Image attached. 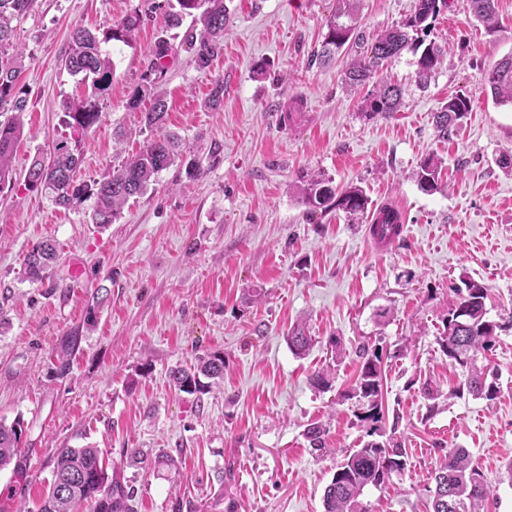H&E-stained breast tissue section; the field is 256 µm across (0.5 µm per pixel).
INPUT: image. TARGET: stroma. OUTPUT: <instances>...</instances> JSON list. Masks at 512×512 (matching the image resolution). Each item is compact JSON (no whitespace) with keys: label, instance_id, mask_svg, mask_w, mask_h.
Here are the masks:
<instances>
[{"label":"stroma","instance_id":"obj_1","mask_svg":"<svg viewBox=\"0 0 512 512\" xmlns=\"http://www.w3.org/2000/svg\"><path fill=\"white\" fill-rule=\"evenodd\" d=\"M154 2L35 0L15 21L12 42L25 52L19 84L29 93L17 175L61 136L63 104L80 92L61 65L70 30H104L136 8L147 19L135 44L110 50L115 75L82 142L78 179L101 177L145 144L129 98L164 26ZM448 2L431 33L448 50L442 67L419 88L416 57L403 52L388 69L402 108L369 120L365 90L342 81L345 58L311 61L336 0H230L223 54L198 70L175 29L163 86L168 130L201 155L219 147L203 178L170 167L103 229L90 223V204L66 210L20 182L0 193V420L25 428L20 472L0 470V512H37L56 450L87 444L103 449L109 474L133 481L135 512H171L178 499L199 512H324L337 465L366 438L348 396L363 341L388 355L381 432L400 435L408 452L402 472L365 489L369 512H425L429 473L452 448L467 449L491 483L485 512H512V173L498 165L512 156V106L482 91L486 70L512 54V0H497L491 34L467 0ZM413 5L360 0L358 23L371 34ZM266 63L270 77L258 76ZM218 80L224 109L211 112L203 102ZM458 93L471 110L439 138L432 115ZM430 154L443 189L426 194L413 174ZM318 174L362 187L368 213L307 217L297 189ZM387 205L404 214V230L379 252L367 229ZM46 238L59 245L58 264L50 280L29 282L24 257ZM470 280L487 288L499 325L485 359L498 386L491 400L460 391L463 370L438 344L441 318ZM104 285L108 305L70 375L56 379L60 337L82 329ZM298 322L314 338L303 356L288 346ZM333 337L344 351L336 362ZM205 351L223 353V386L175 394L170 369ZM326 367L332 386L320 392L310 377ZM426 383L437 399L423 397ZM316 419L328 428L321 456L304 436ZM130 448L165 450L175 465L132 468Z\"/></svg>","mask_w":512,"mask_h":512}]
</instances>
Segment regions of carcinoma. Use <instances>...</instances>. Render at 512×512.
<instances>
[{"label":"carcinoma","instance_id":"carcinoma-1","mask_svg":"<svg viewBox=\"0 0 512 512\" xmlns=\"http://www.w3.org/2000/svg\"><path fill=\"white\" fill-rule=\"evenodd\" d=\"M33 2L0 0V192L14 187L16 182L11 158L23 135L22 117L28 106V99L18 83L23 51L10 50L12 23L24 17ZM357 2L359 0H336V8L326 20V32L322 34L320 48L313 53V60L327 63L338 54L349 57L343 71L345 85L356 88L373 83V90L363 101L362 113L367 118L387 119L398 111L401 89L383 75L384 67L405 50L417 53L415 81L421 87L428 85L442 64L445 48L434 41L425 42V37L431 31L432 22L448 7V0H416L412 13L396 26L372 37L357 25ZM468 2L472 16L484 24L487 32H494L497 0ZM167 4L166 27H178L187 17L201 24L199 37L190 34L185 44L195 66L207 68L213 57L223 50L224 30L234 22L233 13L224 0H167ZM145 19L142 12L134 10L100 35L82 26L71 30L63 66L69 74L81 77V83L87 86V94L65 103L63 126L69 132L57 138L46 155L35 156L24 177L27 190L48 196L59 207L71 210L93 201L91 223L99 228L115 223L129 200L146 194L162 171L184 164L191 178L205 173L203 159L198 156L186 158L180 138L164 130L168 105L161 86L174 45L167 37L160 36L146 55L140 83L129 99V105L134 107L142 98L150 97L151 106L142 113L141 122L144 128L154 132V136L143 149L102 177L76 181L81 141L98 122L101 116L99 98L110 89L114 77L113 60L102 44L112 41L133 45ZM483 90L490 92L496 102L512 105V55L498 60L487 70ZM223 103L224 82L218 80L205 107L218 111ZM470 107L471 100L466 94L449 97L433 116L438 135L447 137L470 112ZM439 167L440 160L433 155L420 161L414 176L423 192L440 190ZM299 198L306 213L311 215L333 209H341L350 215L363 214L369 204L361 187L350 184L338 188L333 181L320 176L299 188ZM370 231L381 240H396L401 232L398 214L387 207L380 209L370 224ZM57 259L54 242L44 240L33 244L25 257L26 279L32 283L43 282L49 278ZM457 295L455 306L465 311L466 322L456 324L451 310L443 315L441 350L449 360L468 370L463 387L469 393L492 399L497 393L495 383L487 382L484 371L476 367L479 356L494 345L499 328L487 319V288L470 281L465 283V289L458 290ZM81 341L77 332L61 337L53 363L56 378L64 379L70 374ZM311 342L312 337L299 325L288 336V344L296 355L305 353ZM357 356L361 366L351 397L360 405L358 420L370 422L372 427L367 433L369 440L345 456L325 488L324 512H369L361 501L364 490L369 486H384L392 474L403 471L406 466L407 452L397 439H374L378 433L377 423L383 417V351L377 346L362 344L357 348ZM223 379L224 354L221 352L202 354L190 366L176 368L170 373L174 389L188 395L206 394ZM24 432V424L19 419L9 425L0 421V470L17 457ZM324 435L325 427L320 421L305 429L310 447L317 451L324 450ZM128 455L133 465L143 470L165 461L173 462L164 451L153 455L131 448ZM429 480L433 484L429 489L430 512H484L492 491L472 454L464 448L448 449L445 462L429 472ZM135 497L134 486L109 477L101 449L66 447L56 452L52 480L38 512H82V505L86 503L93 505L94 512H135Z\"/></svg>","mask_w":512,"mask_h":512}]
</instances>
